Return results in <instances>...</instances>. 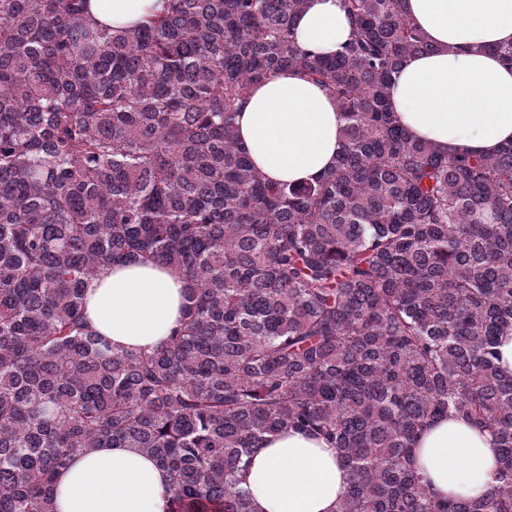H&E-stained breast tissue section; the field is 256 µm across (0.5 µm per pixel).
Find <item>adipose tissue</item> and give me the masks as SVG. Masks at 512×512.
Wrapping results in <instances>:
<instances>
[{"label": "adipose tissue", "mask_w": 512, "mask_h": 512, "mask_svg": "<svg viewBox=\"0 0 512 512\" xmlns=\"http://www.w3.org/2000/svg\"><path fill=\"white\" fill-rule=\"evenodd\" d=\"M165 0H90L91 20L124 29L162 11ZM433 44L394 76L391 107L418 139L452 155H490L512 141V68L494 54L512 42V0H404ZM338 0H308L295 20L303 48L331 55L349 39ZM238 142L255 167L281 183L314 181L331 167L344 121L334 99L291 71L257 83L236 105ZM186 281L174 268L137 258L101 269L86 284V314L114 347L150 351L180 327ZM417 467L439 497L473 498L496 473L485 431L456 418L428 425ZM349 473L336 448L299 433L258 448L242 485L257 512H336ZM57 512H170V477L137 448H97L75 457L54 489Z\"/></svg>", "instance_id": "1"}]
</instances>
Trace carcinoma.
I'll use <instances>...</instances> for the list:
<instances>
[{
    "label": "carcinoma",
    "instance_id": "1",
    "mask_svg": "<svg viewBox=\"0 0 512 512\" xmlns=\"http://www.w3.org/2000/svg\"><path fill=\"white\" fill-rule=\"evenodd\" d=\"M87 2L0 0V512H56L57 473L103 447L155 458L171 512H254L243 473L290 430L339 451L338 512H512V143L451 156L406 132L393 75L431 44L403 0H341L332 56L294 39L307 0H169L121 30ZM284 70L346 121L312 182L238 146L236 103ZM137 256L187 281L149 354L84 307ZM449 415L495 441L480 497L418 472V433Z\"/></svg>",
    "mask_w": 512,
    "mask_h": 512
}]
</instances>
